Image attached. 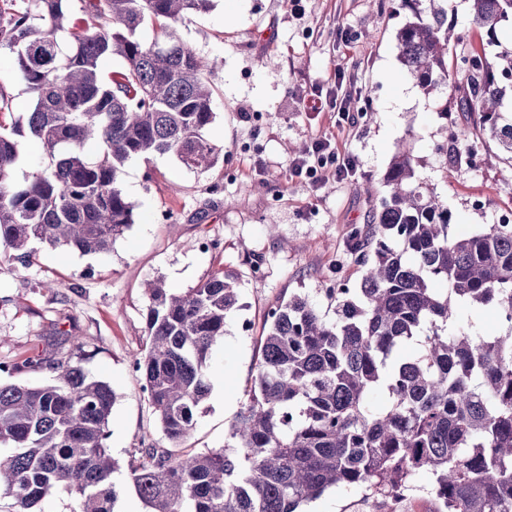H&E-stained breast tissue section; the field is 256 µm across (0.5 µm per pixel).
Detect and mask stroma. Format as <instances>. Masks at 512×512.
Here are the masks:
<instances>
[{
	"label": "stroma",
	"mask_w": 512,
	"mask_h": 512,
	"mask_svg": "<svg viewBox=\"0 0 512 512\" xmlns=\"http://www.w3.org/2000/svg\"><path fill=\"white\" fill-rule=\"evenodd\" d=\"M398 0H214L179 26L196 53L221 61L211 78L213 123L207 138L220 150L210 169H190L170 154L132 159L122 186L135 222L106 253L81 254L40 245L32 261L0 260V361L20 362L67 334L83 344L76 360L116 393L112 456L163 442L159 421L132 366L144 339V285L160 279L185 290L218 272L238 274L242 308L211 356V393L186 443L220 448L246 399L265 315L296 293L323 302L333 277L360 278L347 255L353 226L369 221L380 186L403 148L417 178L453 213L452 234L467 235L512 209L502 192L512 160L469 142L461 165L446 167L443 146L457 112L443 117L401 71L396 31L405 20ZM351 98L354 126L337 122L332 97ZM324 136L350 156L356 174L318 186L291 176L292 161ZM49 281L59 290L46 289ZM250 320V333L240 324ZM305 512H387L366 488L330 489Z\"/></svg>",
	"instance_id": "1"
}]
</instances>
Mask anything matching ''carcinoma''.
Instances as JSON below:
<instances>
[{
  "label": "carcinoma",
  "mask_w": 512,
  "mask_h": 512,
  "mask_svg": "<svg viewBox=\"0 0 512 512\" xmlns=\"http://www.w3.org/2000/svg\"><path fill=\"white\" fill-rule=\"evenodd\" d=\"M70 0H0V47L16 55L35 94L25 121L6 122L11 97L0 84V252L30 260L32 244L106 251L134 224L121 175L133 157L173 154L207 169L219 149L210 75L216 62L177 33L213 0H83L80 30ZM396 32L402 69L438 111L466 114L450 135L457 147L487 137L512 158V0H469L485 34L480 49L456 53L451 0H400ZM156 25L150 42L145 21ZM123 67L101 73V60ZM37 142L53 164L19 182L18 138ZM103 146L95 159L84 144ZM406 151L391 159L370 223L352 229L349 257L358 287L324 289L333 315L294 294L266 314L247 399L224 447L185 442L211 384L209 362L239 308V278L224 273L175 291L147 285L145 347L132 361L160 422L164 443L133 448L127 485L147 512H300L329 488L363 486L389 496L433 477L437 512H512V224L458 237L452 213L415 180ZM487 308L499 332L474 334L458 307ZM66 338L49 353L1 362L0 376L48 369L55 382L0 381V499L9 512H37L66 494L73 512H114L120 490L107 439L115 393L74 361Z\"/></svg>",
  "instance_id": "cac0c4a2"
}]
</instances>
